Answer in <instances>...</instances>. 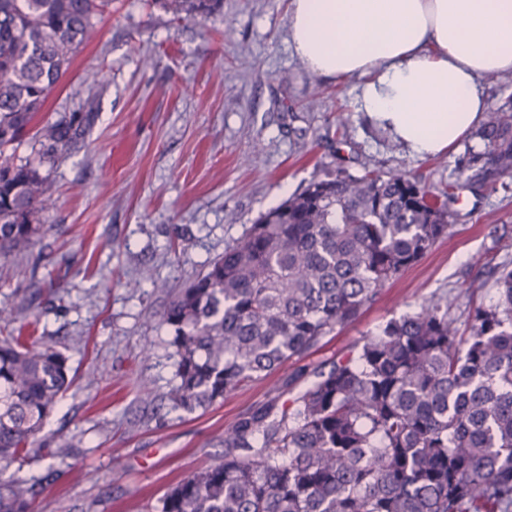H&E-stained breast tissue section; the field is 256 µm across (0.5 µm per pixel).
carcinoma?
I'll list each match as a JSON object with an SVG mask.
<instances>
[{
    "label": "carcinoma",
    "instance_id": "cac0c4a2",
    "mask_svg": "<svg viewBox=\"0 0 512 512\" xmlns=\"http://www.w3.org/2000/svg\"><path fill=\"white\" fill-rule=\"evenodd\" d=\"M112 0H0V264L26 259L52 207L48 173L96 113L61 112L25 134ZM208 16L223 0H153ZM461 171L475 193L512 177V96L473 133ZM454 186L366 170L310 182L174 298L173 407L205 408L301 357L448 234ZM495 303L458 316L442 298L387 321L278 418L224 434V460L177 482L155 512H512V265ZM0 308V460L26 456L72 378L42 336ZM36 483L0 482V512H29Z\"/></svg>",
    "mask_w": 512,
    "mask_h": 512
}]
</instances>
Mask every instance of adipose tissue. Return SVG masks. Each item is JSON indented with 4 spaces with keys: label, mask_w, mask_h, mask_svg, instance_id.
<instances>
[{
    "label": "adipose tissue",
    "mask_w": 512,
    "mask_h": 512,
    "mask_svg": "<svg viewBox=\"0 0 512 512\" xmlns=\"http://www.w3.org/2000/svg\"><path fill=\"white\" fill-rule=\"evenodd\" d=\"M288 42L316 75L362 78L368 118L426 158L484 121L483 78L512 73V0H291Z\"/></svg>",
    "instance_id": "adipose-tissue-1"
}]
</instances>
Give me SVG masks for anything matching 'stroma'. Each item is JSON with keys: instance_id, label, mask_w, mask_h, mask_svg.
Instances as JSON below:
<instances>
[{"instance_id": "1", "label": "stroma", "mask_w": 512, "mask_h": 512, "mask_svg": "<svg viewBox=\"0 0 512 512\" xmlns=\"http://www.w3.org/2000/svg\"><path fill=\"white\" fill-rule=\"evenodd\" d=\"M289 0H224L179 19L146 0H112L94 41L51 92L42 119L98 118L50 174L56 206L26 266L0 268V305L62 353L72 386L45 449L0 462V481L36 479L32 512H147L174 484L224 458V433L269 401L288 404L298 373L329 367L386 321L434 295L495 300L490 264L512 263V178L458 190L454 225L390 281L358 319L266 379L204 410L172 408L178 358L161 320L176 293L260 215L339 171H403L459 182L466 137L449 154L411 155L360 110V81L312 74L288 46Z\"/></svg>"}]
</instances>
